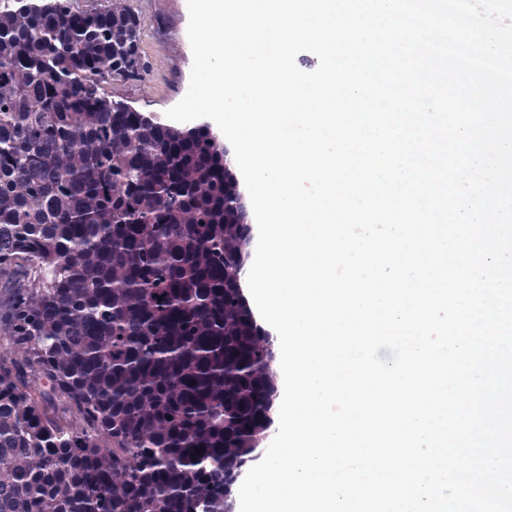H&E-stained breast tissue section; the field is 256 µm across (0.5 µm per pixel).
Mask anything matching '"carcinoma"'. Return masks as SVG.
Segmentation results:
<instances>
[{
	"label": "carcinoma",
	"instance_id": "cac0c4a2",
	"mask_svg": "<svg viewBox=\"0 0 512 512\" xmlns=\"http://www.w3.org/2000/svg\"><path fill=\"white\" fill-rule=\"evenodd\" d=\"M143 25L0 10V512H227L269 430L219 138L103 91Z\"/></svg>",
	"mask_w": 512,
	"mask_h": 512
}]
</instances>
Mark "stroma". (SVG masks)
Returning <instances> with one entry per match:
<instances>
[{
	"instance_id": "obj_1",
	"label": "stroma",
	"mask_w": 512,
	"mask_h": 512,
	"mask_svg": "<svg viewBox=\"0 0 512 512\" xmlns=\"http://www.w3.org/2000/svg\"><path fill=\"white\" fill-rule=\"evenodd\" d=\"M79 10L128 8L144 20L140 52L141 78L134 82L105 81L103 90L139 112L164 118L167 109L187 93L192 51L187 36V0H70Z\"/></svg>"
}]
</instances>
